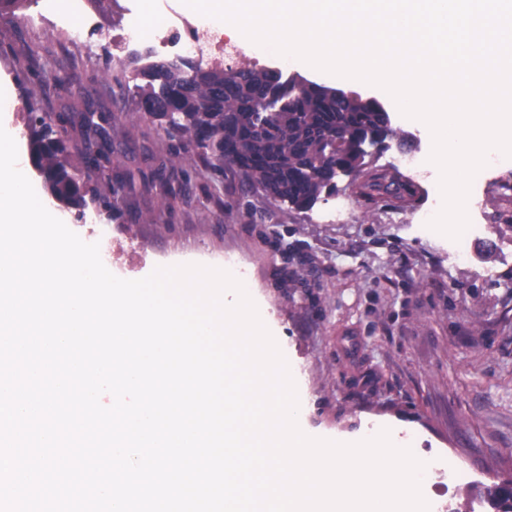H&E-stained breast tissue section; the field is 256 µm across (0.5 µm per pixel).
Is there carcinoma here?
I'll use <instances>...</instances> for the list:
<instances>
[{
	"mask_svg": "<svg viewBox=\"0 0 512 512\" xmlns=\"http://www.w3.org/2000/svg\"><path fill=\"white\" fill-rule=\"evenodd\" d=\"M141 73L146 83L140 100L150 106L149 117L168 120L170 130L211 155L215 169L234 168L250 185L298 209L311 208L323 191L335 188L339 170L364 159L365 145L392 135L389 116L377 103L354 93L338 100L336 89L286 78L279 70L243 68L235 80L182 60L152 63ZM269 94L282 107L269 119L273 132L262 134L254 106ZM65 151V137L51 129L30 142L33 165L50 195L83 208L85 194L61 160ZM366 187L411 193L407 184L375 175Z\"/></svg>",
	"mask_w": 512,
	"mask_h": 512,
	"instance_id": "cac0c4a2",
	"label": "carcinoma"
}]
</instances>
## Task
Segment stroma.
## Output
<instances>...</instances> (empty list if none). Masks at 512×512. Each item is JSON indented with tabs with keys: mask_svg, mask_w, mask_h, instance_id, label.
<instances>
[{
	"mask_svg": "<svg viewBox=\"0 0 512 512\" xmlns=\"http://www.w3.org/2000/svg\"><path fill=\"white\" fill-rule=\"evenodd\" d=\"M63 35L28 26V12L0 13V77L23 113H11L23 172L44 183L28 158L21 117L96 112L121 129L105 152L113 170L137 173L110 207L88 204L121 238L125 276L155 267L220 268L233 254L255 284V303L288 361L303 401L302 424L324 439L389 428L418 453L450 455L468 480L425 499L450 512H500L497 488L512 484V174L483 170L472 182L471 257L421 222L437 178L412 180L400 202L361 194V175L339 176L309 210L274 200L232 169L218 172L202 149L167 135L139 110L142 60L98 41L91 59L69 64ZM396 132L387 149H367V169L395 173L398 151L430 153L432 140L389 108ZM164 172L170 193L152 186Z\"/></svg>",
	"mask_w": 512,
	"mask_h": 512,
	"instance_id": "35a3bbf8",
	"label": "stroma"
}]
</instances>
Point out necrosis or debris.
Returning <instances> with one entry per match:
<instances>
[{
  "instance_id": "obj_1",
  "label": "necrosis or debris",
  "mask_w": 512,
  "mask_h": 512,
  "mask_svg": "<svg viewBox=\"0 0 512 512\" xmlns=\"http://www.w3.org/2000/svg\"><path fill=\"white\" fill-rule=\"evenodd\" d=\"M82 18L80 26H72L71 18ZM117 33L104 35L98 29L88 0H67L65 10H57L51 0H33L31 23L39 27L52 23L67 36L71 50L83 51L88 41L107 37L115 51L154 58L164 54L190 60L202 70L234 71L241 57L237 46L224 38V25L218 20L189 14H173L168 25L156 34H146L132 8H125Z\"/></svg>"
}]
</instances>
